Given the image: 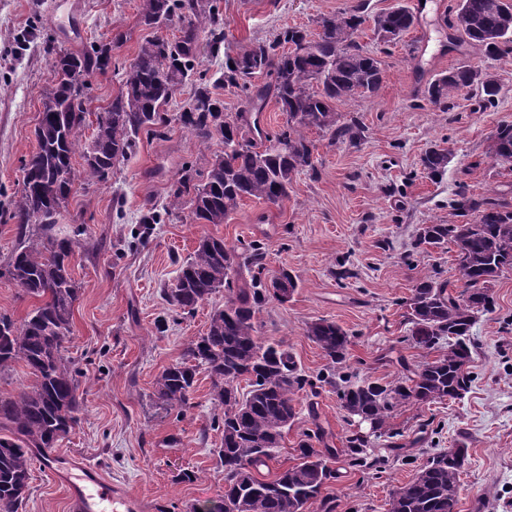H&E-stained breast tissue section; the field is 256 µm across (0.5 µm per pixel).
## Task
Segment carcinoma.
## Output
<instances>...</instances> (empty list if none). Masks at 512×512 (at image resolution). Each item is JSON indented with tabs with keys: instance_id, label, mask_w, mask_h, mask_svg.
Instances as JSON below:
<instances>
[{
	"instance_id": "obj_1",
	"label": "carcinoma",
	"mask_w": 512,
	"mask_h": 512,
	"mask_svg": "<svg viewBox=\"0 0 512 512\" xmlns=\"http://www.w3.org/2000/svg\"><path fill=\"white\" fill-rule=\"evenodd\" d=\"M141 19L149 28L182 23L173 41L160 36L144 40L126 71L118 94L95 113L89 127L90 78L112 66V44L91 42L78 53L55 51L52 84L42 99L35 127L36 151L23 164L18 198L9 219L17 224L19 240L0 267L21 292L39 302L18 321L0 311V372L15 362L24 363L34 376L17 398L0 397V512H18L29 491L33 454L52 460L56 443L77 424L79 369L65 357L70 341L73 306L79 295L72 275L79 240L55 233L57 217L68 204L76 185L105 180L117 164L137 149L142 131L166 134L171 118L168 107L178 88L198 75L200 42L212 52L224 44V19L217 0H141ZM366 22L361 8L324 15L319 31L287 27L270 40L256 42L228 55L224 73L210 82L198 78L190 101L176 120L203 142L222 148L209 162L205 181L194 183L186 170L170 188L171 205L188 197L200 224H222L246 199L280 204L295 176L316 171L315 145L307 131L330 133L331 140L362 137L354 117L340 124L337 105L377 92L383 80V61L357 41ZM374 29L391 34L390 43L408 32L415 16L405 7L373 18ZM452 27L471 44L493 57L512 52V0H459ZM264 74L270 81L256 87L251 79ZM237 86L246 93L244 109L230 118L215 85ZM463 89L475 91L483 106L496 103L499 85L480 82L470 66L453 68L436 77L424 91L432 104L448 110V99ZM273 98L286 112V126L275 134L260 126L259 112ZM82 148L83 165L72 158ZM489 154L512 163V125H501L490 143ZM449 152L429 147L420 162L432 179L443 175ZM462 215H479L477 222L422 224L414 248L453 246L464 286L448 287L439 272L421 277L405 301L408 341L429 354L448 345V353L409 365L391 380L354 381L348 374L347 332L336 322L319 319L307 335L328 361L323 382L336 387L341 407L350 418L368 422L379 436H397L391 419L408 403L429 404L460 399L472 378L470 330L476 314L495 307L487 286L512 269V203L461 190L453 203ZM264 251L251 243L245 249L224 239L205 236L178 271L173 287L165 291L173 310L191 315L213 294L224 290V307L210 315L206 332L189 343L180 360L162 370L154 382V396L166 412L182 413L190 406L196 377L205 372L212 380L215 404L221 408L213 423L223 432L216 449L224 467V496L193 507L195 512H322L330 507L319 498L321 488L336 478L329 448L318 433L298 443L297 462L274 479L255 476L280 447L296 415L294 396L309 381L301 374L293 354L280 343H264L256 335L255 317L274 298L262 281ZM246 383L242 391L240 383ZM368 440L359 433L347 439L350 464L368 468ZM468 466L464 445L432 453L414 476L392 492L387 512H458L460 477Z\"/></svg>"
}]
</instances>
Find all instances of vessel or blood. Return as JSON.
<instances>
[{
  "label": "vessel or blood",
  "instance_id": "obj_1",
  "mask_svg": "<svg viewBox=\"0 0 512 512\" xmlns=\"http://www.w3.org/2000/svg\"><path fill=\"white\" fill-rule=\"evenodd\" d=\"M57 477L65 486L73 512H129V496L111 486L101 469L79 459L64 458Z\"/></svg>",
  "mask_w": 512,
  "mask_h": 512
}]
</instances>
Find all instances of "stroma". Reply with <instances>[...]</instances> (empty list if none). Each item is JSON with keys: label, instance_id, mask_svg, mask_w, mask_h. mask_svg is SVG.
<instances>
[{"label": "stroma", "instance_id": "35a3bbf8", "mask_svg": "<svg viewBox=\"0 0 512 512\" xmlns=\"http://www.w3.org/2000/svg\"><path fill=\"white\" fill-rule=\"evenodd\" d=\"M356 0H219L224 18L221 54L202 48L199 72L223 70L226 55L272 39L286 27L315 31L320 16L350 9ZM418 22L400 41L384 44L372 23L359 43L385 64L377 93L337 107L339 121L357 117L364 128L356 143L332 142L313 129L316 169L297 175L282 205L247 200L221 224H198L190 202L167 206L171 184L183 168L206 177L217 143H202L175 118L190 100L193 82L175 93L174 121L167 136L141 133L138 148L106 181L80 186L58 217L59 236L84 227L72 265L80 292L73 307L67 354L80 369L78 423L57 453L97 464L133 499V512H190L224 493V470L214 453L222 433L212 426L211 380L199 374L183 414L155 407L153 383L184 348L202 336L211 313L224 304L216 292L194 314L171 309L163 291L176 275L175 259L189 256L205 235L238 246L265 248L263 278L287 269L297 280L288 302L270 300L255 318L263 342L283 343L315 390L295 397L296 417L280 448L259 476L268 480L296 461L305 434L321 432L334 448L336 480L321 496L333 512H386L390 493L408 481L439 448L464 444L469 466L461 477L459 512H512V270L493 284L495 308L472 329L471 389L462 399L400 407L394 438H372L376 466H350L346 440L369 432L348 422L333 386L322 383L327 362L307 334L318 319L339 324L349 336L348 372L353 378L389 380L401 363H417L420 350L407 339L404 303L418 279L436 269L451 287L462 284L451 252L414 250L422 224H457L452 204L459 190L500 197L512 170L488 155L493 133L512 124V54L489 56L463 44L449 48V23L457 0H425ZM140 0H0V207L22 183V166L36 149L34 127L41 98L52 80L45 43L68 52L97 40L112 43L117 67L94 76L89 109L107 106L121 84V66L139 45L161 34L175 37L178 25L158 30L140 21ZM468 65L495 73L498 101L482 107L474 93L449 100V110L430 104L424 90L436 76ZM451 156L440 179L424 174L420 157L431 145ZM161 221L143 231L147 211ZM348 278H339L341 269ZM196 478L182 482V471ZM30 491L21 512H71L67 491L42 461H34Z\"/></svg>", "mask_w": 512, "mask_h": 512}]
</instances>
